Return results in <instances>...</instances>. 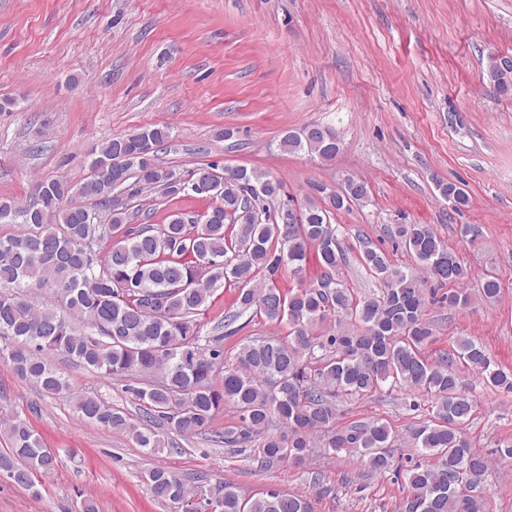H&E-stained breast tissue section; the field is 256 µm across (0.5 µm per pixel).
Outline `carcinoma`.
Listing matches in <instances>:
<instances>
[{
  "label": "carcinoma",
  "instance_id": "carcinoma-1",
  "mask_svg": "<svg viewBox=\"0 0 512 512\" xmlns=\"http://www.w3.org/2000/svg\"><path fill=\"white\" fill-rule=\"evenodd\" d=\"M499 95L512 94V69L488 57L483 73ZM169 128L154 126L113 137L92 150L89 179L74 187L60 179L39 181L37 195L21 205L0 199V336L17 345L0 359L49 397L69 399L84 420L130 434L139 447L157 453L165 439L149 424H136L104 400L74 388L52 365L63 355L105 378H138L159 373L157 384L126 385L148 418L164 420L181 435L211 430L224 405L234 408L238 425L222 435L224 444L245 447L265 461L301 463L323 448L344 452L372 471L395 468V435L380 420L336 425L338 398H363L390 388L432 398V416L410 432L413 447L435 459L406 469L404 512H482L479 493L490 469L488 457L475 451L463 433L473 401L461 393L460 363L488 387L512 391V371L494 364L485 347L469 338L436 361L425 347L434 341L424 318L429 301L449 307L468 304L470 274L455 254L425 224H398L394 237L415 259L404 271L366 242L361 265L380 291L363 299L341 280L346 265L341 225L330 215L347 210L368 195L365 183L347 180L339 189L314 186L303 223H288L290 202L281 201L282 182L255 168L197 169L188 179L158 163ZM280 147L321 159L339 152L333 129L311 125L287 132ZM218 183L207 193L215 200L201 215L183 223L128 224L112 210L110 223L79 202L91 197L106 206L128 183L159 189L168 196L191 192L200 175ZM440 195L457 209L469 205L468 193L454 182H436ZM321 270L309 286L277 287L285 267L301 277L310 256ZM436 284L453 285L437 296L422 288L420 273ZM234 290L235 312H249L288 325L284 338L248 340L224 364V337L202 340L197 316L214 292ZM49 293L38 306L33 289ZM497 277L485 275L477 293L500 294ZM10 448L0 452V470L25 489L53 473L59 456L45 447L28 421L16 417L3 429ZM144 479L155 500L189 512L202 488L163 468ZM220 500L218 512H312L302 495L271 490L253 498L218 480L208 484Z\"/></svg>",
  "mask_w": 512,
  "mask_h": 512
}]
</instances>
